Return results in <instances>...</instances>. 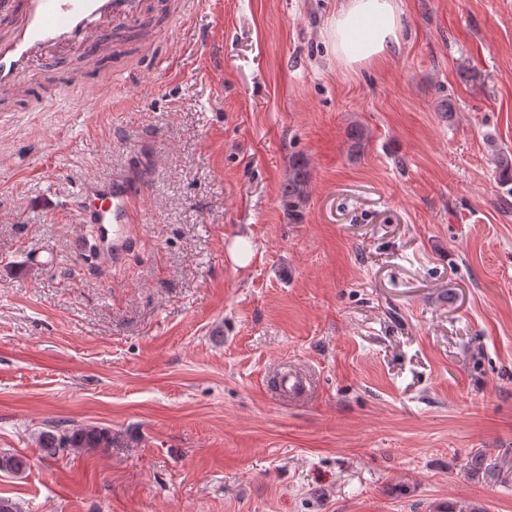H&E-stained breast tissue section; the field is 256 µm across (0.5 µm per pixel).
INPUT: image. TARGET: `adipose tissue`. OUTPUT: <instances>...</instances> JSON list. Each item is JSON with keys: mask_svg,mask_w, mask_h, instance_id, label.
<instances>
[{"mask_svg": "<svg viewBox=\"0 0 512 512\" xmlns=\"http://www.w3.org/2000/svg\"><path fill=\"white\" fill-rule=\"evenodd\" d=\"M397 13L396 0H344L332 31L337 58L359 66L381 57L398 39Z\"/></svg>", "mask_w": 512, "mask_h": 512, "instance_id": "ef3b65f1", "label": "adipose tissue"}]
</instances>
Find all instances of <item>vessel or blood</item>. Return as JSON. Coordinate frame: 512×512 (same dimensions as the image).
<instances>
[{
    "instance_id": "vessel-or-blood-1",
    "label": "vessel or blood",
    "mask_w": 512,
    "mask_h": 512,
    "mask_svg": "<svg viewBox=\"0 0 512 512\" xmlns=\"http://www.w3.org/2000/svg\"><path fill=\"white\" fill-rule=\"evenodd\" d=\"M152 0H0V89L27 93L28 77L39 68L79 55L85 69H96L103 45L124 29L152 38L144 21ZM155 164L142 158L137 167L104 180L83 182L66 207L68 223L94 227L113 263H121L133 236L142 178ZM274 393L283 401L310 398L312 374L282 366L273 374Z\"/></svg>"
}]
</instances>
